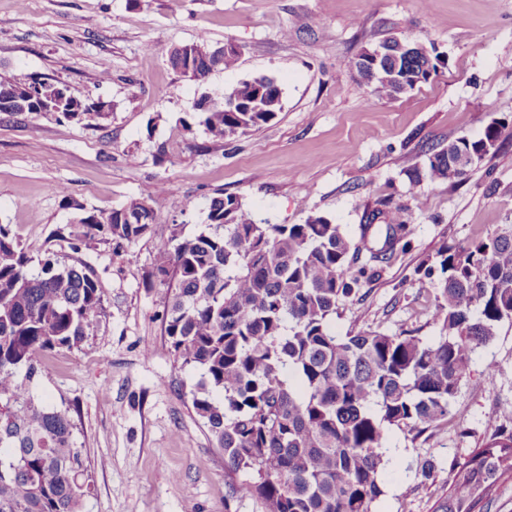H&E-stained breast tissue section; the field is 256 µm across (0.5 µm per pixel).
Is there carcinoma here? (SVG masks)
<instances>
[{
    "label": "carcinoma",
    "instance_id": "obj_1",
    "mask_svg": "<svg viewBox=\"0 0 512 512\" xmlns=\"http://www.w3.org/2000/svg\"><path fill=\"white\" fill-rule=\"evenodd\" d=\"M393 51L379 68H358L363 83L385 97L429 80L431 52L389 38ZM240 51L203 39L169 55L173 70L202 81L236 65ZM49 84L0 73V100L15 111L51 109L71 122L107 119L112 107L48 93ZM198 112L214 139L244 135L282 110V90L266 75L244 79ZM501 126L467 136L432 153L410 181H453L460 154L482 161ZM154 212L146 198L90 215L70 227L84 242L95 236L134 242L146 235ZM382 241L376 261L407 235L401 215L363 225ZM359 247L323 216L304 224H257L240 197L211 199L204 230L163 243L154 276L170 289L165 333L181 367L201 371L191 405L234 470L257 480L232 488L229 499L250 496L264 512H372L382 495L384 430L421 431L448 418L450 400L470 369L474 350L512 321V225L466 246L442 245L424 269L436 291L445 335L432 345L413 334L357 332L343 338L329 322L359 279L348 273ZM0 225V512H83L92 493L87 466L66 413L40 407L30 386L43 357L80 345L101 313L103 290L81 264L40 272ZM440 273L433 279L434 273ZM512 481V431L496 430L451 472L448 497L436 512H485L499 485Z\"/></svg>",
    "mask_w": 512,
    "mask_h": 512
}]
</instances>
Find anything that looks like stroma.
<instances>
[{"label": "stroma", "instance_id": "stroma-1", "mask_svg": "<svg viewBox=\"0 0 512 512\" xmlns=\"http://www.w3.org/2000/svg\"><path fill=\"white\" fill-rule=\"evenodd\" d=\"M206 38L239 45L237 65L196 83L169 52ZM389 37L434 50L437 75L395 99L365 85L354 62ZM0 69L66 84L111 103L105 121L0 113V226L42 260L82 263L104 311L77 348L48 354L36 404L65 411L93 492L85 512H263L225 507L230 472L192 409L198 370L180 368L164 333L169 292L151 272L173 232L207 222L234 194L259 224L323 216L353 243L371 214L400 209L409 245L372 264L331 320L336 335L409 332L436 343L435 292L419 271L445 243L512 224V0H0ZM274 77L282 110L262 128L215 140L193 124L202 94ZM499 122V147L462 178L413 184L410 169L459 137ZM148 196L155 222L132 243L74 244L75 221ZM512 430V322L478 347L446 421L386 430L373 512H435L453 466L498 428Z\"/></svg>", "mask_w": 512, "mask_h": 512}]
</instances>
